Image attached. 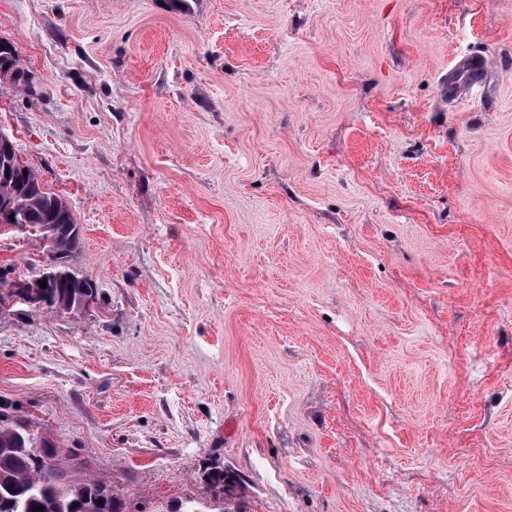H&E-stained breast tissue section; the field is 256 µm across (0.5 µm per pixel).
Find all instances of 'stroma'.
I'll return each instance as SVG.
<instances>
[{"mask_svg":"<svg viewBox=\"0 0 512 512\" xmlns=\"http://www.w3.org/2000/svg\"><path fill=\"white\" fill-rule=\"evenodd\" d=\"M0 39V131L98 286L0 312V406L70 479L512 512V0H0ZM7 65V68H4ZM22 73L18 66V59L15 47L9 43L6 46H2L0 40V75L3 77H10L15 83L26 84V80L18 81L17 74ZM486 71V60L482 57L471 58L457 63L448 71V100L453 101L458 97L459 88L462 83L476 86L484 78ZM232 471L220 469V468H211L208 470L203 478V482L210 492L214 493L215 502L221 503L220 508L209 509L207 507H203L205 510L199 512H248L245 507V499L244 493L242 492V486L240 482L231 474ZM239 483V486L237 485ZM227 489H234V493L231 495V498L228 500L225 499L224 492ZM237 490L239 493H236ZM230 503L232 507L224 506Z\"/></svg>","mask_w":512,"mask_h":512,"instance_id":"1","label":"stroma"}]
</instances>
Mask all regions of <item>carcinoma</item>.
I'll list each match as a JSON object with an SVG mask.
<instances>
[{
	"mask_svg": "<svg viewBox=\"0 0 512 512\" xmlns=\"http://www.w3.org/2000/svg\"><path fill=\"white\" fill-rule=\"evenodd\" d=\"M21 72L15 47L0 45V75L18 82ZM12 201L17 216L30 225L29 238L65 260L61 277L47 286L45 308L59 314L80 313L97 301L96 282L74 267L81 228L68 205L44 188L39 176L20 162L15 147L0 150V199ZM58 449L36 434L31 422L0 411V512H129L112 485L93 478L73 481ZM203 482L221 507L204 512H247L242 486L230 471L212 468Z\"/></svg>",
	"mask_w": 512,
	"mask_h": 512,
	"instance_id": "cac0c4a2",
	"label": "carcinoma"
}]
</instances>
